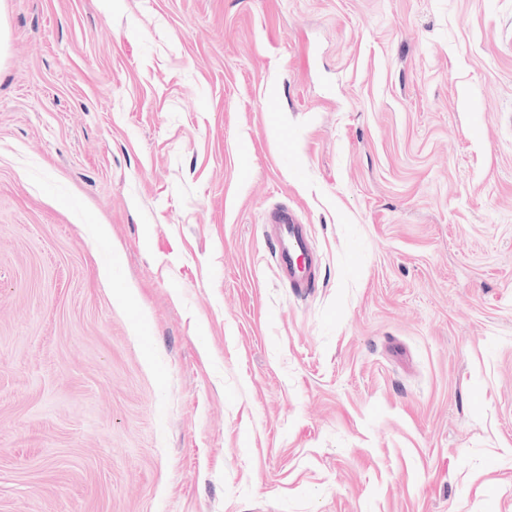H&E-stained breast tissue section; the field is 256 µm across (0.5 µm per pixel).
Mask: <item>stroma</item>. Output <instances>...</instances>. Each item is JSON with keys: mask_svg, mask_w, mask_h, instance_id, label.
<instances>
[{"mask_svg": "<svg viewBox=\"0 0 512 512\" xmlns=\"http://www.w3.org/2000/svg\"><path fill=\"white\" fill-rule=\"evenodd\" d=\"M0 512H512V0H0ZM266 232L273 245V257L290 288L297 293L313 287L314 256L309 232L288 208L271 212Z\"/></svg>", "mask_w": 512, "mask_h": 512, "instance_id": "1", "label": "stroma"}]
</instances>
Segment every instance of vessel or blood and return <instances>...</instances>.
<instances>
[{"label":"vessel or blood","instance_id":"vessel-or-blood-1","mask_svg":"<svg viewBox=\"0 0 512 512\" xmlns=\"http://www.w3.org/2000/svg\"><path fill=\"white\" fill-rule=\"evenodd\" d=\"M266 232L273 245V257L295 292L312 288L314 256L309 232L295 213L287 208L271 212Z\"/></svg>","mask_w":512,"mask_h":512}]
</instances>
